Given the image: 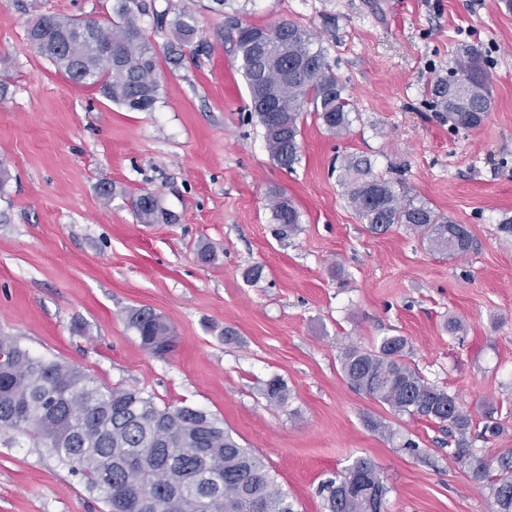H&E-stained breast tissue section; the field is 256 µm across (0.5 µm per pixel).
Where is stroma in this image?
<instances>
[{
  "label": "stroma",
  "mask_w": 512,
  "mask_h": 512,
  "mask_svg": "<svg viewBox=\"0 0 512 512\" xmlns=\"http://www.w3.org/2000/svg\"><path fill=\"white\" fill-rule=\"evenodd\" d=\"M113 3L0 0V160L10 169L0 187V336L102 386L143 390L159 407L215 414L262 456L296 512H326L321 485L358 458L384 476L387 512H490L487 488L449 453L447 425L354 391L340 355L407 338L409 362L473 418L494 409L503 431L485 439L473 427L478 454L493 461L512 448V233L501 229L512 217V9L239 0L224 14L211 0H155L172 17L190 10L196 33L174 55L168 25L141 17L160 96L137 112L73 83L26 35L33 15L104 21ZM237 20L313 31L354 102L340 136L303 114L291 170L271 158L249 107ZM464 44L484 52L494 103L479 127L454 130L435 116L429 89ZM349 154L464 225L469 252L429 251L400 224L371 233L338 180ZM273 189L300 214L284 236L268 208ZM146 192L168 219L137 220L132 202ZM204 245L211 261L198 258ZM255 265L261 279L246 280ZM135 307L172 326L165 356L128 328ZM227 326L237 332L230 344ZM275 378L287 387L282 405L265 395ZM106 510L46 448L0 430V512Z\"/></svg>",
  "instance_id": "35a3bbf8"
}]
</instances>
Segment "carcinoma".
<instances>
[{
	"label": "carcinoma",
	"mask_w": 512,
	"mask_h": 512,
	"mask_svg": "<svg viewBox=\"0 0 512 512\" xmlns=\"http://www.w3.org/2000/svg\"><path fill=\"white\" fill-rule=\"evenodd\" d=\"M155 6L116 0L114 17L92 19L42 14L27 28L28 40L74 83L131 111L150 112L159 96L156 54L138 24ZM183 11L171 22L176 43H190L195 27ZM236 47L251 107L270 156L290 169L299 161L300 117L312 112L340 135L350 124L351 103L317 37L293 22L237 27ZM431 107L453 129L479 126L490 111L489 74L481 50L464 46L448 61V74L430 85ZM340 183L348 204L376 234L403 224L431 251L462 256L471 248L467 229L429 203L396 190L374 172L369 159L344 157ZM133 211L152 224L162 210L157 197L139 195ZM273 220L300 223L290 199L271 192ZM142 346L163 355L174 346L173 329L150 309L126 316ZM408 341L385 336L376 348L350 345L341 370L350 387L393 413L448 423L454 459L486 484L494 512H512V450L491 463L477 455L468 435L473 418L458 396L429 382L406 361ZM0 429L22 432L81 474L108 512H294L264 460L243 448L214 414L190 405L158 407L135 388H104L80 367L36 358L0 337ZM327 512H370L389 492L369 460L358 458L323 487Z\"/></svg>",
	"instance_id": "1"
}]
</instances>
